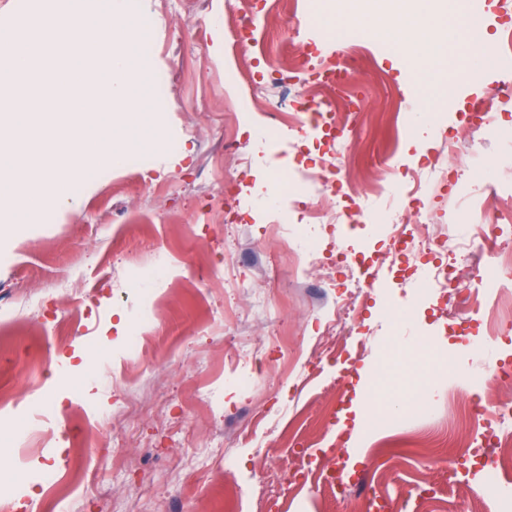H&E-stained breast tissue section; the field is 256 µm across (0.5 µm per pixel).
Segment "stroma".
Segmentation results:
<instances>
[{
    "mask_svg": "<svg viewBox=\"0 0 512 512\" xmlns=\"http://www.w3.org/2000/svg\"><path fill=\"white\" fill-rule=\"evenodd\" d=\"M250 0H132L148 28L149 81L165 110L152 145L97 174L76 204L0 238V430L10 453L0 459V512H253L267 466L291 484L270 512H363L364 495L391 512H507L499 489H512V462L496 490L467 447L482 431L463 418L479 403L488 370L512 368V307L500 309L484 265L481 307L461 320L430 284L443 249L389 259L388 226L401 207L398 181H380L365 160L375 150L397 157L401 172L423 169L440 194L439 240L461 242L475 221L484 184L512 198V116L500 114L475 135L473 155L448 157V138L468 132L469 114L498 83L512 80V0H487L489 51L497 65L466 76L462 109L440 110L426 132L408 85L434 90L435 77L412 63L386 31L360 26L365 0H341L337 24L359 49L348 83L363 95L360 135L335 155L343 183L365 196L360 229L301 221L295 200L316 195L307 174L327 149L324 129L306 141L262 118L267 102L288 103L285 89L243 73L226 27L214 18L250 10ZM329 0H274L256 13L268 38L267 62L301 83L299 52L325 63L341 52L325 32ZM240 140L239 182L224 181V139ZM288 224L322 264L337 248L383 261L369 289L361 333L341 337L344 361L313 369L289 362L294 347L319 341L326 321L313 280L293 279L288 264L263 266L249 248L271 225ZM159 249L157 266L129 263L127 251ZM267 347L280 380L252 371L249 357L224 364V344ZM366 376H359V369ZM365 382L373 393L375 438L363 461L338 429L336 412ZM336 455L366 474L365 493L339 499L319 472L295 475L298 444ZM84 453L72 474L67 459Z\"/></svg>",
    "mask_w": 512,
    "mask_h": 512,
    "instance_id": "stroma-1",
    "label": "stroma"
}]
</instances>
